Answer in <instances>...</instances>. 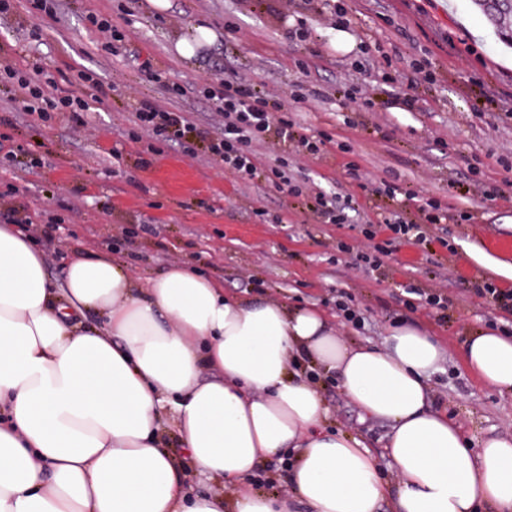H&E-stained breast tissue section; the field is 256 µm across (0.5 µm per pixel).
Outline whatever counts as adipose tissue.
Here are the masks:
<instances>
[{"label": "adipose tissue", "instance_id": "adipose-tissue-1", "mask_svg": "<svg viewBox=\"0 0 512 512\" xmlns=\"http://www.w3.org/2000/svg\"><path fill=\"white\" fill-rule=\"evenodd\" d=\"M486 386L512 394V336L463 347ZM441 343L409 322L352 347L318 308L247 302L182 264L138 286L126 264L77 256L62 280L0 224V512H288L287 499L193 496L163 436L197 471L236 485L284 451L309 512H512V437L475 443L430 404ZM335 372L361 419L387 422L401 476L325 428L305 368Z\"/></svg>", "mask_w": 512, "mask_h": 512}]
</instances>
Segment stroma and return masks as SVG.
<instances>
[{"instance_id":"1","label":"stroma","mask_w":512,"mask_h":512,"mask_svg":"<svg viewBox=\"0 0 512 512\" xmlns=\"http://www.w3.org/2000/svg\"><path fill=\"white\" fill-rule=\"evenodd\" d=\"M345 5L350 22L339 29L330 23L332 0H169L159 15L149 0H61L57 15L41 17L28 0H14L0 23V60L28 58L65 73L87 68L103 91L77 130L64 114L46 122L20 112L0 91V134L14 150L0 165V224L29 218L43 226L57 217L49 238L36 241L56 279L72 250L106 252L132 266L143 285L182 263L244 301L317 306L354 345L380 343L396 321L414 323L448 350L430 379L432 407L474 440L511 434L512 396L482 384L462 348L480 329L512 318L472 292L481 280L512 289L511 277L487 265L512 264V170L500 161L512 151V49L472 0ZM94 14L111 16L123 31L126 54L101 50L88 23ZM203 21L215 42L196 38L193 59L183 60L176 41ZM301 25L308 41L290 36ZM137 54L151 59L154 79L135 70ZM415 60L427 62L431 82H417ZM233 71L284 104L296 134L330 136L318 154L293 160L291 174L351 196L348 222H325L306 197H286L284 186L262 178L242 182L208 155L177 146L152 153L146 141L129 138L132 107L144 96L187 113L197 132L210 131L218 116L198 89ZM172 82L184 97H170ZM360 84L373 103L367 112L345 99ZM33 154L44 162L36 176L25 171ZM368 179L402 192L365 193L359 184ZM423 197L439 200L447 221L429 226L426 243L390 241L383 219L422 223ZM366 225L388 244L381 270L370 276L353 268V255L337 264L335 251L339 242L367 246ZM443 277L447 309L406 305V288ZM340 295L351 299L360 324L337 310ZM315 379L328 429L369 448L383 481L396 488L388 424L361 420L335 375Z\"/></svg>"}]
</instances>
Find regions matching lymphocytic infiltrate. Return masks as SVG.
<instances>
[{"mask_svg":"<svg viewBox=\"0 0 512 512\" xmlns=\"http://www.w3.org/2000/svg\"><path fill=\"white\" fill-rule=\"evenodd\" d=\"M8 84L23 112L51 120L55 114L68 113L73 121H81L89 111L90 102L72 91L62 89L54 75L39 64L22 70L10 63L0 64V84ZM203 94L212 100L219 116L203 151L218 160L225 170L244 182L257 176L255 148L261 143H273L280 148H292L299 154L314 155L326 145V137L309 139L296 136L281 104L270 103L267 94L257 90L239 75L214 77L208 80ZM133 138L145 137L168 146L174 145L187 153H195L191 140L193 127L184 113L168 110L149 98L137 100L133 107ZM268 181L286 186L288 194L304 195L313 200V209L329 222H344L352 207L351 199L324 191L317 183L297 182L286 171L285 160H278L267 170Z\"/></svg>","mask_w":512,"mask_h":512,"instance_id":"lymphocytic-infiltrate-1","label":"lymphocytic infiltrate"}]
</instances>
